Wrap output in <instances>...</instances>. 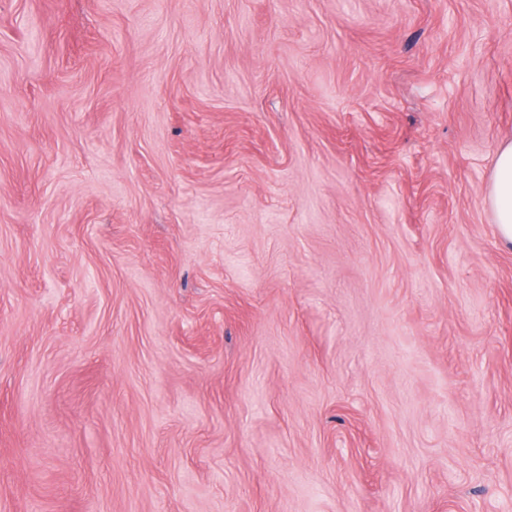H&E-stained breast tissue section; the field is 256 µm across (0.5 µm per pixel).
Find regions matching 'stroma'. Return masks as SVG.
Returning <instances> with one entry per match:
<instances>
[{
	"label": "stroma",
	"instance_id": "stroma-1",
	"mask_svg": "<svg viewBox=\"0 0 512 512\" xmlns=\"http://www.w3.org/2000/svg\"><path fill=\"white\" fill-rule=\"evenodd\" d=\"M512 0H0V512H512ZM486 201L498 226L499 239L512 246V141L502 144L496 154L487 185Z\"/></svg>",
	"mask_w": 512,
	"mask_h": 512
}]
</instances>
